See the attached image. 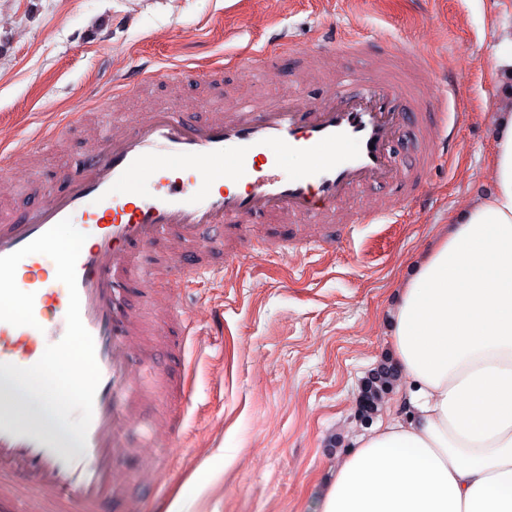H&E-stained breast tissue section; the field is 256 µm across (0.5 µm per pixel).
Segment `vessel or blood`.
Listing matches in <instances>:
<instances>
[{"mask_svg": "<svg viewBox=\"0 0 512 512\" xmlns=\"http://www.w3.org/2000/svg\"><path fill=\"white\" fill-rule=\"evenodd\" d=\"M319 54H362L364 37L342 45L325 36ZM380 56L398 69L335 82L320 78L317 101L294 93L283 99H241L232 107L193 119L172 103L138 115L104 106L110 134L95 138L80 162L58 184L35 196L22 212H0V256L22 248L62 219L86 225L89 239L77 262L81 318L92 334L101 379L83 454L62 452L50 423L17 421L0 404V512H143L129 493L126 439L137 431L140 455L149 459L176 449L182 422L170 414L148 416L157 390L187 396V369H164L160 356L183 354L188 315H175L170 299L154 300L160 345L144 341L141 316L123 291L137 269L138 249L166 251L185 274L224 266L237 251L238 231L257 219L290 227L276 239L288 246L333 249L359 225L374 224L412 206L432 168L454 143L448 99L454 84L437 73L414 76L405 64L415 53L387 40ZM439 85L430 104L421 101L424 81ZM414 132L413 162L397 159L392 143L402 128ZM287 154L303 167L281 171ZM43 255L25 257L16 283L34 293V316L44 335L58 338L67 310V287L45 269ZM28 331L0 321V363L21 367L39 356L23 343Z\"/></svg>", "mask_w": 512, "mask_h": 512, "instance_id": "b4317fda", "label": "vessel or blood"}]
</instances>
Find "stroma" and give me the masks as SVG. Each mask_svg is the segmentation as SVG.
Here are the masks:
<instances>
[{
	"mask_svg": "<svg viewBox=\"0 0 512 512\" xmlns=\"http://www.w3.org/2000/svg\"><path fill=\"white\" fill-rule=\"evenodd\" d=\"M512 0H0V152L28 147L14 179L55 183L77 162L86 134L72 128L52 145L50 121L102 99L116 71L189 69L285 28L301 54L288 66L225 71L222 88L188 78L179 98L205 114L242 97H285L297 70L316 63L315 32L356 27L421 47V66L447 62L459 89L448 104L456 127L429 191L393 219L362 225L334 250L269 248L276 224L247 229L244 255L223 273L191 279L182 292L158 254L137 253L146 279L174 302L223 310L224 333L207 325L185 340L192 393L178 412L180 447L159 460L148 512H320V492L367 429L405 415L394 378L368 419L357 416L365 382L389 348L386 322L396 285L469 200L491 187L499 24ZM206 456H195L198 448Z\"/></svg>",
	"mask_w": 512,
	"mask_h": 512,
	"instance_id": "stroma-1",
	"label": "stroma"
}]
</instances>
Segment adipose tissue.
<instances>
[{
  "label": "adipose tissue",
  "instance_id": "ef3b65f1",
  "mask_svg": "<svg viewBox=\"0 0 512 512\" xmlns=\"http://www.w3.org/2000/svg\"><path fill=\"white\" fill-rule=\"evenodd\" d=\"M494 69L493 188L415 263L390 313L409 415L358 439L320 512H512V27Z\"/></svg>",
  "mask_w": 512,
  "mask_h": 512
}]
</instances>
